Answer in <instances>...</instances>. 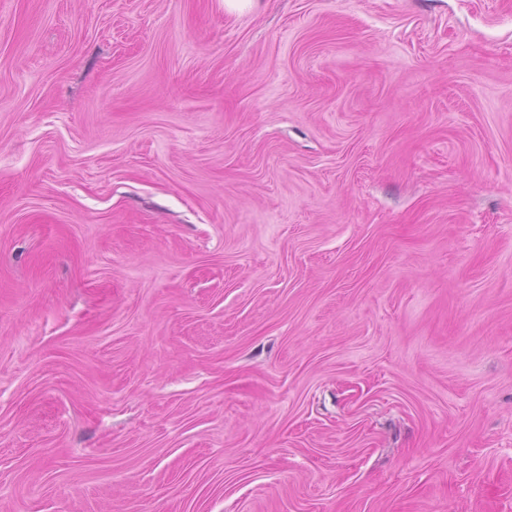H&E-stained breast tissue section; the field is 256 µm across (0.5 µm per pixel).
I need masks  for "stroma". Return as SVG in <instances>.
Returning a JSON list of instances; mask_svg holds the SVG:
<instances>
[{
  "instance_id": "stroma-1",
  "label": "stroma",
  "mask_w": 512,
  "mask_h": 512,
  "mask_svg": "<svg viewBox=\"0 0 512 512\" xmlns=\"http://www.w3.org/2000/svg\"><path fill=\"white\" fill-rule=\"evenodd\" d=\"M0 512H512V0H0Z\"/></svg>"
}]
</instances>
